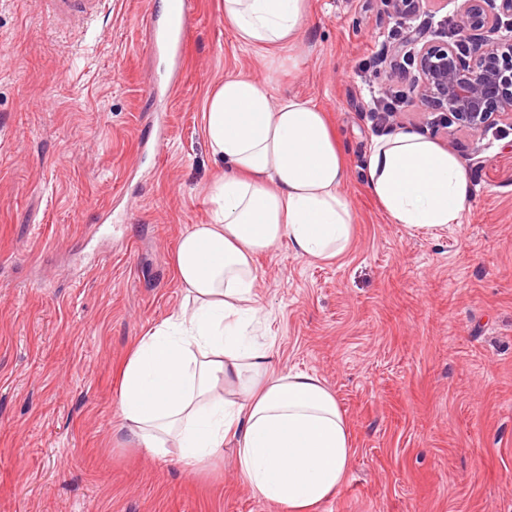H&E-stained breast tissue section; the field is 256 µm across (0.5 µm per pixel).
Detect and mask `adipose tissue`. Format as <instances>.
Masks as SVG:
<instances>
[{
	"label": "adipose tissue",
	"instance_id": "adipose-tissue-1",
	"mask_svg": "<svg viewBox=\"0 0 512 512\" xmlns=\"http://www.w3.org/2000/svg\"><path fill=\"white\" fill-rule=\"evenodd\" d=\"M242 49L266 52L268 74L225 77L209 94L202 132L223 175L208 189L209 220L179 238L180 309L135 343L121 371L118 428L148 454L179 451L193 469L232 444L237 470L286 512H316L349 472L354 448L335 395L316 375L284 371L246 329L258 313L254 258L287 244L333 259L350 246L345 155L325 112L275 97L282 49L302 39L309 0H224ZM366 176L379 207L412 230L461 223L470 173L416 132L372 141Z\"/></svg>",
	"mask_w": 512,
	"mask_h": 512
}]
</instances>
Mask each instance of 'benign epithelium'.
<instances>
[{
	"label": "benign epithelium",
	"instance_id": "7a95c632",
	"mask_svg": "<svg viewBox=\"0 0 512 512\" xmlns=\"http://www.w3.org/2000/svg\"><path fill=\"white\" fill-rule=\"evenodd\" d=\"M434 2L386 0L390 15L403 29L391 55L418 47L415 98L439 111L440 121L446 123L451 116L475 135L497 118L512 120V39L500 35L502 20L512 19V0H454L457 24L451 42L428 40L425 31L408 25L420 5ZM470 43L479 51L468 62L460 48Z\"/></svg>",
	"mask_w": 512,
	"mask_h": 512
}]
</instances>
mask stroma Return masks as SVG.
Segmentation results:
<instances>
[{"instance_id": "35a3bbf8", "label": "stroma", "mask_w": 512, "mask_h": 512, "mask_svg": "<svg viewBox=\"0 0 512 512\" xmlns=\"http://www.w3.org/2000/svg\"><path fill=\"white\" fill-rule=\"evenodd\" d=\"M160 4L107 0L83 34L48 0H0V512H283L231 449L191 473L117 424L121 367L178 308L174 249L206 223L222 171L205 98L225 76L265 75L222 0H194L181 88L153 95L170 62L143 18ZM393 26L385 0H310L298 65L276 76L341 134L354 235L333 260L256 256L257 339L279 368L320 377L348 422L352 466L318 512H512V122L434 136L474 182L462 223H393L368 189L381 130L363 106L397 78L360 71Z\"/></svg>"}]
</instances>
